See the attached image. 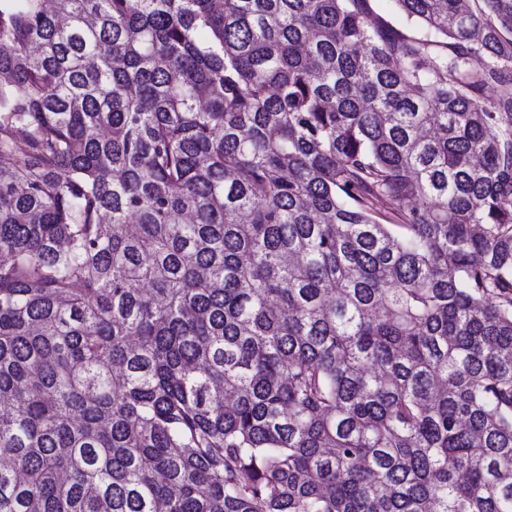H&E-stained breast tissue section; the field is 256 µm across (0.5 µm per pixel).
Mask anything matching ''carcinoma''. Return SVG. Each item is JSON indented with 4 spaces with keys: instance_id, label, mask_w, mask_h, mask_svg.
<instances>
[{
    "instance_id": "obj_1",
    "label": "carcinoma",
    "mask_w": 512,
    "mask_h": 512,
    "mask_svg": "<svg viewBox=\"0 0 512 512\" xmlns=\"http://www.w3.org/2000/svg\"><path fill=\"white\" fill-rule=\"evenodd\" d=\"M0 0V512H512V0Z\"/></svg>"
}]
</instances>
